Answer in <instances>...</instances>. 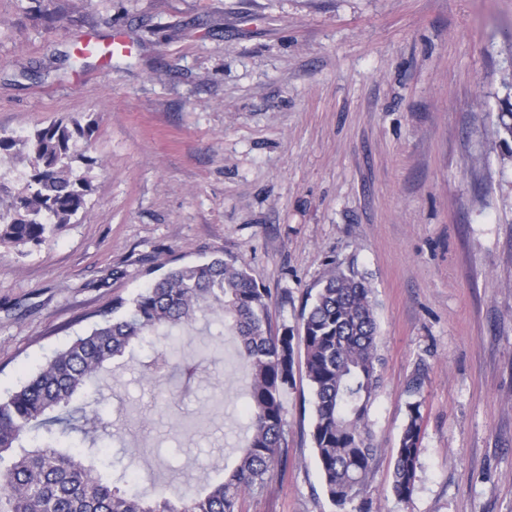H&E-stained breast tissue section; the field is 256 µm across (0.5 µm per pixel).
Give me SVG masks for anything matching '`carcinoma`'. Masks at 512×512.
<instances>
[{"label":"carcinoma","instance_id":"obj_1","mask_svg":"<svg viewBox=\"0 0 512 512\" xmlns=\"http://www.w3.org/2000/svg\"><path fill=\"white\" fill-rule=\"evenodd\" d=\"M496 136L512 153V75L502 80ZM95 123L54 121L20 140L0 133V162L28 169L25 182L0 206V246L24 254L82 211L92 187L76 173L77 142ZM271 300L246 265L213 257L187 263L151 281L130 299L100 310L94 326L47 357L15 390L0 398V512H239L247 493L264 487L287 463L282 395L304 360L314 399L311 438L322 489L337 512H367L363 495L377 453L369 411L381 387L380 335L365 274L333 269L299 316L298 336L269 324ZM219 319L237 337L250 375L245 415L250 435L233 470L209 489L170 498L131 493L98 472L103 373L108 365L149 348L147 366L160 382L174 350L154 340L203 320ZM421 403L394 451L392 494L411 498L422 434Z\"/></svg>","mask_w":512,"mask_h":512}]
</instances>
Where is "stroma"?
Returning <instances> with one entry per match:
<instances>
[{
  "label": "stroma",
  "instance_id": "1",
  "mask_svg": "<svg viewBox=\"0 0 512 512\" xmlns=\"http://www.w3.org/2000/svg\"><path fill=\"white\" fill-rule=\"evenodd\" d=\"M121 34L125 54L77 59ZM512 0H0V132L97 122L88 211L0 246V394L94 314L186 262L246 263L273 328L335 267L368 274L383 358L371 512H512V155L495 135ZM175 394L113 367L108 449L185 493L235 465L247 372L222 325L181 336ZM415 491H390L417 368ZM288 464L241 512H333L313 398H284Z\"/></svg>",
  "mask_w": 512,
  "mask_h": 512
}]
</instances>
